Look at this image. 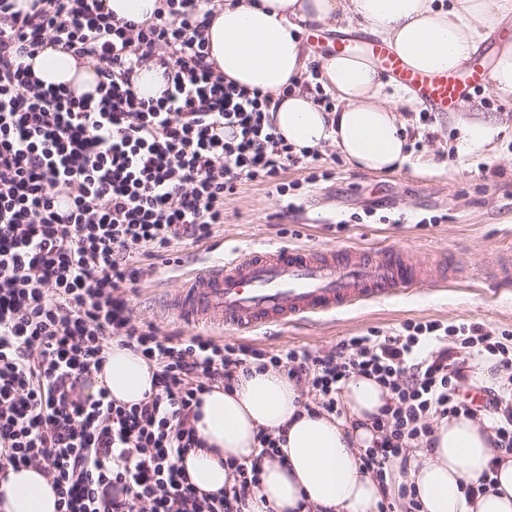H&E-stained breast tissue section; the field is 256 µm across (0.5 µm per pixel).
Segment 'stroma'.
I'll return each mask as SVG.
<instances>
[{
  "label": "stroma",
  "instance_id": "1",
  "mask_svg": "<svg viewBox=\"0 0 512 512\" xmlns=\"http://www.w3.org/2000/svg\"><path fill=\"white\" fill-rule=\"evenodd\" d=\"M468 108L498 117L502 130L491 150H464L456 113L426 116L423 104L401 111L408 134V161L399 169L356 171L335 146L318 149L330 179L308 183V169L288 167L281 176L290 190L286 209L266 183L247 182L224 202V224L215 238L181 247L178 261L130 292L133 318L162 332L183 330L168 306L182 278L205 262H220L264 246L406 250L427 272L425 284L288 326L269 325L221 342L267 351L303 347L321 354L346 336H381L407 322L478 324L512 334V282L487 274L512 255V97L490 86L476 89Z\"/></svg>",
  "mask_w": 512,
  "mask_h": 512
}]
</instances>
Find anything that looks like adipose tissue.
<instances>
[{
	"label": "adipose tissue",
	"mask_w": 512,
	"mask_h": 512,
	"mask_svg": "<svg viewBox=\"0 0 512 512\" xmlns=\"http://www.w3.org/2000/svg\"><path fill=\"white\" fill-rule=\"evenodd\" d=\"M311 27L371 34L423 72L455 70L494 38L490 84L512 95V0H224L205 28L209 61L225 81L270 94V120L295 153L330 144L360 172L393 171L407 158L398 108L414 104L364 57L314 58L303 37ZM313 63L337 99L333 109L313 103L306 88ZM30 64L44 84L65 83L79 94L95 89L94 67L61 46L45 45ZM153 372L139 353L114 345L93 385L131 405L151 394ZM200 399L194 426L203 445L183 460L199 492L231 485L227 461L257 458L260 482L247 512H377L378 481L359 460L390 400L375 379L350 375L341 418L308 412L301 387L271 368L239 375L229 390L213 385ZM491 426L489 417L462 413L435 421L427 449L415 451L403 478L424 512H512V453L496 448ZM261 430L282 436L281 456L258 458ZM480 479L484 492L469 496L468 484ZM0 512H56L48 478L35 467L7 470Z\"/></svg>",
	"instance_id": "ef3b65f1"
}]
</instances>
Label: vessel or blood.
<instances>
[{"label": "vessel or blood", "instance_id": "1", "mask_svg": "<svg viewBox=\"0 0 512 512\" xmlns=\"http://www.w3.org/2000/svg\"><path fill=\"white\" fill-rule=\"evenodd\" d=\"M326 50L370 58L435 112L459 109L490 79L489 66L473 59L451 72L429 75L414 71L378 41L335 39ZM425 280L424 269L400 249L368 258L356 249L281 246L193 270L185 275L172 310L188 325L250 333L270 324L286 325L332 312L360 300L409 291Z\"/></svg>", "mask_w": 512, "mask_h": 512}]
</instances>
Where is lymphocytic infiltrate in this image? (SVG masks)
<instances>
[{"instance_id": "obj_1", "label": "lymphocytic infiltrate", "mask_w": 512, "mask_h": 512, "mask_svg": "<svg viewBox=\"0 0 512 512\" xmlns=\"http://www.w3.org/2000/svg\"><path fill=\"white\" fill-rule=\"evenodd\" d=\"M161 2L137 25L105 0H31L25 11L0 0V472L39 468L58 512H244L258 460L229 462L234 483L219 495L185 474V455L203 445L190 423L197 394L272 366L337 415L341 384L356 373L391 394L373 421L379 439L360 454L379 480L378 512L399 498L423 512L393 480L427 441L431 417L497 412L495 443L512 451V406L463 395L461 355L495 356L512 376V346L494 331L408 322L321 355L133 322L126 289L181 246L213 238L243 183L287 196L279 176L298 162L268 120L269 94L226 83L209 62L203 18L213 0ZM47 42L93 64L95 94L32 77L28 60ZM149 62L166 82L156 99L131 80ZM115 343L156 367L140 403L88 390Z\"/></svg>"}]
</instances>
